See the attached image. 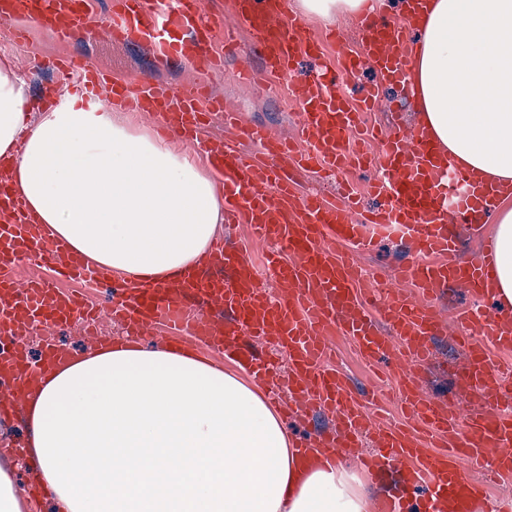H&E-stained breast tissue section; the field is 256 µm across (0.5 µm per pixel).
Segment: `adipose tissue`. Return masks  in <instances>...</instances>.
<instances>
[{"instance_id": "ef3b65f1", "label": "adipose tissue", "mask_w": 512, "mask_h": 512, "mask_svg": "<svg viewBox=\"0 0 512 512\" xmlns=\"http://www.w3.org/2000/svg\"><path fill=\"white\" fill-rule=\"evenodd\" d=\"M326 22L384 0H296ZM407 78L417 122L452 161L512 182V0H426ZM24 80L0 66V156L35 220L90 264L132 280L204 265L224 222L213 173L150 128L85 105L28 121ZM491 264L512 306V208L495 220ZM24 467L56 512H367L342 463L303 462L251 379L180 348L103 340L22 392Z\"/></svg>"}]
</instances>
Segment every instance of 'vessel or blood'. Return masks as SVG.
I'll return each instance as SVG.
<instances>
[{"mask_svg": "<svg viewBox=\"0 0 512 512\" xmlns=\"http://www.w3.org/2000/svg\"><path fill=\"white\" fill-rule=\"evenodd\" d=\"M285 0H226L237 25L222 28L203 0H112L103 26L108 40L149 48L157 57H178L202 71L223 68L235 50L240 29L257 36L260 70L243 68L240 77L276 89L287 87L298 115L295 134L282 139L264 127H239L222 98L195 83L174 91L143 78H115L80 58L59 55L47 67L55 74L40 98L42 110L58 103L67 86L91 99L107 96L113 109L159 118L168 135L188 144L224 177V215L248 224L255 241L277 243L258 272L240 249L216 242L211 250L216 273L197 271L165 283L113 282L106 267H89L49 226L33 223L25 203L6 182L0 160V417L20 409L19 385L30 372L26 336L33 325L81 321L97 323L100 312L82 297L52 283L17 281L15 269L35 257L57 276L79 280L94 274L108 285L112 319L128 336L165 326L172 339L192 337L210 350L234 355L266 383L288 377L289 412L335 413L332 434L314 432L298 443L300 455L316 448L330 457L361 456L363 472L375 480L398 467L396 493L381 499L378 512H409V499L425 492L422 512H477L483 487L466 476L468 463L489 459L494 474L512 473V409L498 384L512 377V364L494 362L491 349L512 351V312L478 305L455 317L457 341L466 355L463 379L483 398L480 409L457 423L446 400L422 386L433 361V341L446 325L436 310L441 291L465 287L484 294L492 285L488 255L489 203L512 196V186L486 191L464 168L452 165L418 127L379 136L363 116L393 87L403 84L413 59L409 46L412 13L419 0H402L399 19L380 11L357 22L360 51L339 30L317 34L305 20L287 14ZM91 0H0V24L27 36L36 22L57 41L90 34ZM379 80L357 100L342 86L363 59ZM239 128V136L203 138L214 118ZM247 139L259 148L248 157ZM347 169H370V192L380 199L365 208L357 193L343 188L341 200L327 202L320 191L298 193L297 175L324 179ZM466 226L480 251L459 253V226ZM392 234L407 250L406 261L385 287L369 286L359 263L376 238ZM272 288H265L264 280ZM352 338L365 361L401 365L398 398L412 421L403 428L378 424L374 396H360L335 368L331 338ZM376 450L362 456L364 438Z\"/></svg>", "mask_w": 512, "mask_h": 512, "instance_id": "1", "label": "vessel or blood"}]
</instances>
